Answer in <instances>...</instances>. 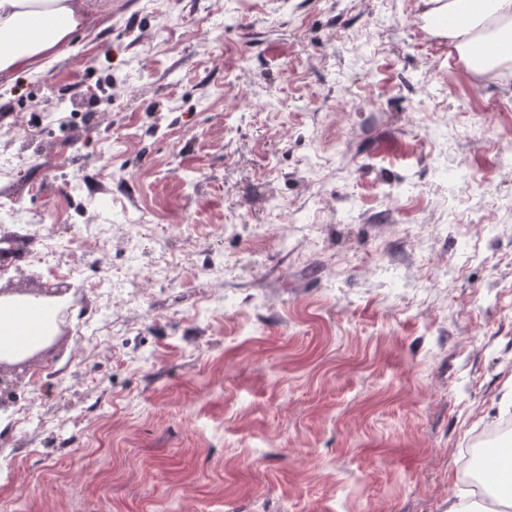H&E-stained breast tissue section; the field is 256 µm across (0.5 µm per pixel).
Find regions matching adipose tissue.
Returning <instances> with one entry per match:
<instances>
[{
  "label": "adipose tissue",
  "mask_w": 512,
  "mask_h": 512,
  "mask_svg": "<svg viewBox=\"0 0 512 512\" xmlns=\"http://www.w3.org/2000/svg\"><path fill=\"white\" fill-rule=\"evenodd\" d=\"M424 15L439 19L443 36L475 72L512 65V0H423ZM88 0H0V79L41 71L66 52L83 28ZM41 303L0 308V351L25 349L44 335Z\"/></svg>",
  "instance_id": "1"
}]
</instances>
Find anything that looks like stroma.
<instances>
[{"label": "stroma", "mask_w": 512, "mask_h": 512, "mask_svg": "<svg viewBox=\"0 0 512 512\" xmlns=\"http://www.w3.org/2000/svg\"><path fill=\"white\" fill-rule=\"evenodd\" d=\"M89 7L66 53L0 82V126L24 118L0 288L62 289L69 317L126 274L146 302L32 364L42 419L0 414V512L469 498L463 450L512 399V67L472 72L422 0ZM41 234L94 288L28 263ZM160 240L182 257L163 277Z\"/></svg>", "instance_id": "1"}]
</instances>
